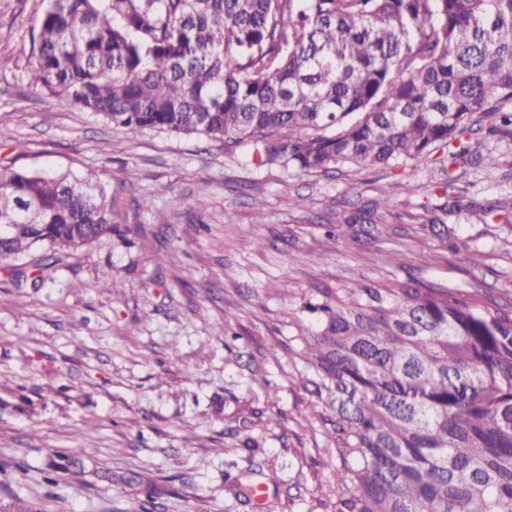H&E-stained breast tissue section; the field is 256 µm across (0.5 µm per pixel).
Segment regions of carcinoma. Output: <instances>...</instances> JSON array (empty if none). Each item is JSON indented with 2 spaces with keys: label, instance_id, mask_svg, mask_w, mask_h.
<instances>
[{
  "label": "carcinoma",
  "instance_id": "carcinoma-1",
  "mask_svg": "<svg viewBox=\"0 0 512 512\" xmlns=\"http://www.w3.org/2000/svg\"><path fill=\"white\" fill-rule=\"evenodd\" d=\"M30 85L130 131L253 144L304 173L512 139V0H46ZM387 202L345 220L383 224ZM118 232L92 172L0 169V269ZM293 321L330 394L333 512H512V311L442 286L319 288Z\"/></svg>",
  "mask_w": 512,
  "mask_h": 512
}]
</instances>
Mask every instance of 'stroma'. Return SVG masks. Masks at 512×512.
Returning a JSON list of instances; mask_svg holds the SVG:
<instances>
[{
    "label": "stroma",
    "instance_id": "35a3bbf8",
    "mask_svg": "<svg viewBox=\"0 0 512 512\" xmlns=\"http://www.w3.org/2000/svg\"><path fill=\"white\" fill-rule=\"evenodd\" d=\"M43 8L0 0V164L95 170L119 232L36 290L0 271V463H23L0 478V512H259V484L271 512H329L344 464L290 321L316 289L396 279L512 306V140L473 125L500 160L491 179L430 160L303 174L257 167L249 145L113 127L29 86ZM383 193V226L348 223Z\"/></svg>",
    "mask_w": 512,
    "mask_h": 512
}]
</instances>
